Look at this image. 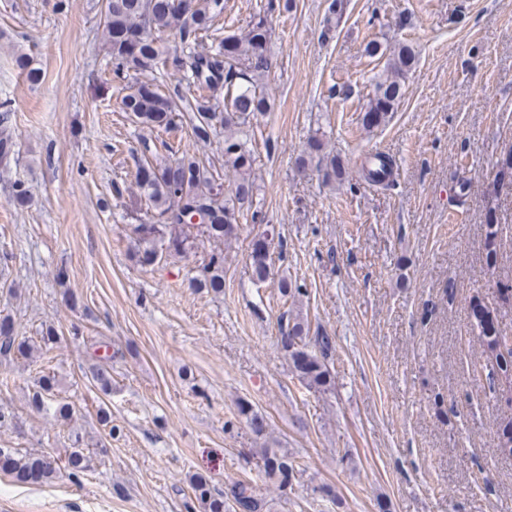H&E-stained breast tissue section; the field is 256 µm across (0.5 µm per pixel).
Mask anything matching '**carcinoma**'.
Returning a JSON list of instances; mask_svg holds the SVG:
<instances>
[{"instance_id":"cac0c4a2","label":"carcinoma","mask_w":512,"mask_h":512,"mask_svg":"<svg viewBox=\"0 0 512 512\" xmlns=\"http://www.w3.org/2000/svg\"><path fill=\"white\" fill-rule=\"evenodd\" d=\"M222 15L224 0H106L104 4L103 33L116 79L123 80L132 72L156 70L171 64L185 69L188 87L201 94V98L193 103L186 102L183 108L177 101L184 97L163 93L161 85L151 79L140 82L132 93L122 98L123 111L138 125L166 133L178 130L186 120L194 138L204 144L218 133H224V168L234 173L233 187L226 194L224 175L215 166L194 156L183 155L162 163L147 160L139 167L135 185L145 197L147 209L154 211L158 219L156 224L143 222L133 227L137 243L135 257L142 266H151L166 254L181 255L194 248L191 228L198 229L209 241L224 242L234 235L238 218L254 205L255 184L251 178L254 157L244 129L270 109L265 92V80L271 68L267 54L271 29L267 17L254 18L244 36L227 35L218 40L215 48L191 52L185 60L170 57L164 46V38L170 36L179 38L187 46L196 43L199 36L216 31L215 21ZM365 51L371 57H387L384 71L374 80L364 107L362 123L370 129L385 122L395 110L415 65L416 54L410 45L400 40L385 44L373 40ZM221 89L224 90L222 109L210 104V97L204 95L206 91L215 93ZM8 119V112L0 114V161L4 163L14 151L13 138L7 129ZM309 150L318 156L316 169L323 182L331 184L342 179V167L336 163V157L321 154L320 138L310 140ZM390 171L389 160L381 153L369 156L362 167L364 179L373 185L384 184ZM272 242L273 239L263 236L252 244L251 277L257 282L267 280L270 275ZM190 286L216 294L224 292V252H212L201 274L191 279ZM476 321L482 346L496 345L504 339L498 332L489 333V328L497 325L489 312L481 311ZM58 339L54 328L48 327L41 331L39 342L35 344L17 335L8 319L0 321V357L5 359L18 355L31 357L36 352L48 360ZM280 343L299 379L316 392L331 389L328 365L335 351L333 337L327 334L308 336L307 320L291 314ZM88 374L103 392L112 390L108 362L94 364ZM29 403L38 412L52 403L54 413L63 419L71 413L70 404L58 398V381L51 371L40 375L29 392ZM239 413L245 417L253 435L265 434L268 423L264 415L247 402L239 405ZM257 466L281 492L292 488L296 464L288 453L262 448ZM0 469L21 484L51 480L62 470L73 477L86 469L84 449H73L60 465L44 455H21L0 448ZM190 487L207 512H228L224 493L211 487L205 477H191ZM231 492L236 512H271L270 500L258 484L239 481Z\"/></svg>"}]
</instances>
